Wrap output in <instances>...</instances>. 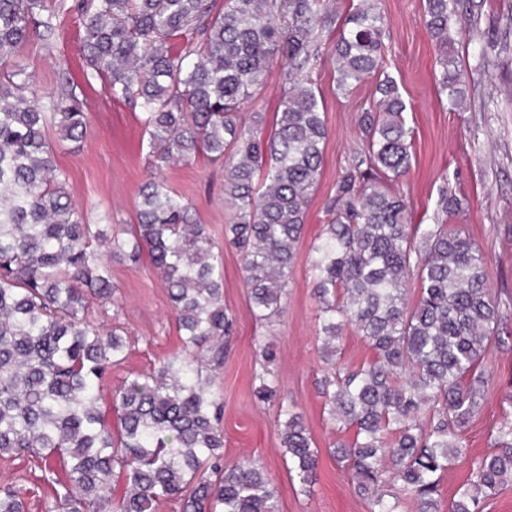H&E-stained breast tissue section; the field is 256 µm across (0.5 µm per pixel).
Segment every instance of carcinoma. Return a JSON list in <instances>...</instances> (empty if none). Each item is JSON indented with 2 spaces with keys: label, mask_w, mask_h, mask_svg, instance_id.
I'll return each mask as SVG.
<instances>
[{
  "label": "carcinoma",
  "mask_w": 512,
  "mask_h": 512,
  "mask_svg": "<svg viewBox=\"0 0 512 512\" xmlns=\"http://www.w3.org/2000/svg\"><path fill=\"white\" fill-rule=\"evenodd\" d=\"M463 0H426L423 24L440 50L439 93L461 104L464 73L453 54L452 20ZM85 75L140 112L150 137L151 178L140 189L137 223L112 235L88 223L71 200L50 127L79 143L87 127L74 96L46 103L21 50L42 28L54 34L49 0H0V455L35 456L62 491L46 512H280L275 488L254 461L224 463L223 403L213 372L224 363L222 248L191 204L167 185L175 161L224 163L232 214L224 242L242 260L250 311H279L306 211L316 193L328 129L308 70L323 31L334 36L336 86L376 93L358 117L360 143L336 178L311 247L319 334L333 343L351 325L373 350L351 370L322 380L324 412L354 438L337 448L368 512H438L445 472L461 456L464 428L482 408L487 352L502 315L482 251L450 220L468 202L441 190L435 224L412 223L393 185L410 171L414 131L397 82L385 73L384 18L360 0L339 33L329 0H76ZM281 63L285 85L270 132L243 105ZM148 256L160 275L182 350L151 374L109 388L127 341L93 318L91 300L112 297L110 261ZM418 285L409 303L410 284ZM256 397L277 399L263 351ZM114 413L117 424L108 418ZM280 444L300 491L311 492L318 449L287 406ZM496 450L473 462L448 512H484L512 482V419ZM27 489L0 486V512H25Z\"/></svg>",
  "instance_id": "carcinoma-1"
}]
</instances>
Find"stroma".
Wrapping results in <instances>:
<instances>
[{"label":"stroma","mask_w":512,"mask_h":512,"mask_svg":"<svg viewBox=\"0 0 512 512\" xmlns=\"http://www.w3.org/2000/svg\"><path fill=\"white\" fill-rule=\"evenodd\" d=\"M376 6L385 18L386 71L399 85L414 131L416 158L398 189L410 200L415 219L427 224L434 221L441 189L467 198L459 222L482 250L489 285L503 313L499 342L486 358L492 378L483 409L462 434L466 459L441 482L439 505L444 508L469 479L470 460L494 450L497 429L512 413V0H473L470 13L455 21L454 50L466 81V96L455 110L437 91L438 49L423 27L424 0H376ZM61 21L48 42L35 41L24 50L23 60L44 98L72 91L86 102L84 141L56 144L70 196L89 223H135L138 191L150 174L148 136L127 103L111 99L99 80H85L73 19L65 15ZM477 37L486 47L485 56L472 51L470 41ZM335 77L329 57L309 74L324 105L329 136L304 235L271 323L252 317L240 257L232 247L223 249L224 309L233 320L224 365L215 378L224 396V461H260L277 489L281 512H368L351 474L333 454L334 444L350 441L353 433L339 429L323 412L319 382L328 365L309 267L310 245L325 222L324 207L336 177L360 142L357 116L375 93L370 81L352 94H341ZM165 176L193 204L198 222L223 240L230 214L224 204L223 164L180 162ZM112 283L111 301H91L90 311L105 323L119 324L130 345L126 361L108 375L113 387L129 373L157 369L180 342L166 289L148 260L113 263ZM266 343L277 352L272 369L279 394L303 416L319 450L307 495L288 472L277 407L255 396L259 347ZM11 482L26 488V512H45L53 490L43 484L36 459L0 456V485Z\"/></svg>","instance_id":"1"}]
</instances>
